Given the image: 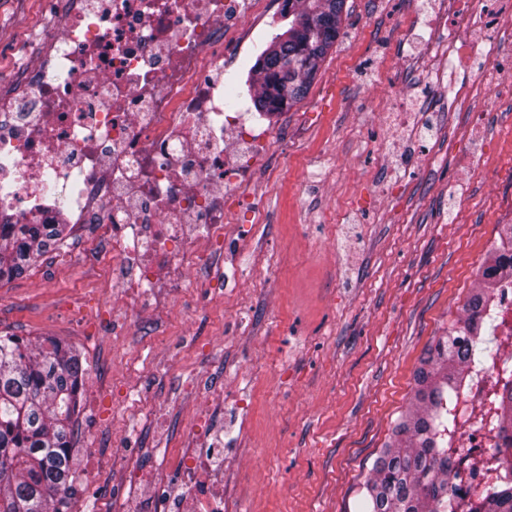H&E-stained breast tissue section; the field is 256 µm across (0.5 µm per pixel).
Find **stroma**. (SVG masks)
Here are the masks:
<instances>
[{"label": "stroma", "mask_w": 512, "mask_h": 512, "mask_svg": "<svg viewBox=\"0 0 512 512\" xmlns=\"http://www.w3.org/2000/svg\"><path fill=\"white\" fill-rule=\"evenodd\" d=\"M420 0H346L341 32L305 98L264 114L265 166L226 199L228 221L254 224L208 286L142 313L104 260L41 257L0 282V335L56 339L86 369L72 469L89 470L85 512H114L123 469L151 477L160 451L208 422L242 512H361L375 458L410 406L426 347L463 317L477 272L512 224V16L496 43L495 95L448 109L401 37ZM60 29L53 0H0V91ZM410 95L423 151L386 153L383 115ZM276 169V180L267 177ZM142 390L138 407L130 390Z\"/></svg>", "instance_id": "1"}]
</instances>
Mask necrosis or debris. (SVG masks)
I'll return each mask as SVG.
<instances>
[{"instance_id":"obj_1","label":"necrosis or debris","mask_w":512,"mask_h":512,"mask_svg":"<svg viewBox=\"0 0 512 512\" xmlns=\"http://www.w3.org/2000/svg\"><path fill=\"white\" fill-rule=\"evenodd\" d=\"M448 12V41L428 46L469 64L471 79L440 74L449 98L491 94V60L502 15L512 0H478ZM286 0H59L63 27L45 52L0 93V222L70 224L87 231L84 251L112 260V285L150 311L158 289L200 287L213 250L246 243L249 226L228 228L224 198L237 193L262 161L269 137L246 105L225 106L224 72L249 64L259 29L245 24L287 11ZM58 186L46 194L44 182ZM501 348L485 371L456 392L462 415L450 467L456 498L475 505L485 463L512 465V449L484 425L487 399L512 363V285L497 306ZM174 482L123 471L151 512H224V478L185 448L163 455Z\"/></svg>"}]
</instances>
